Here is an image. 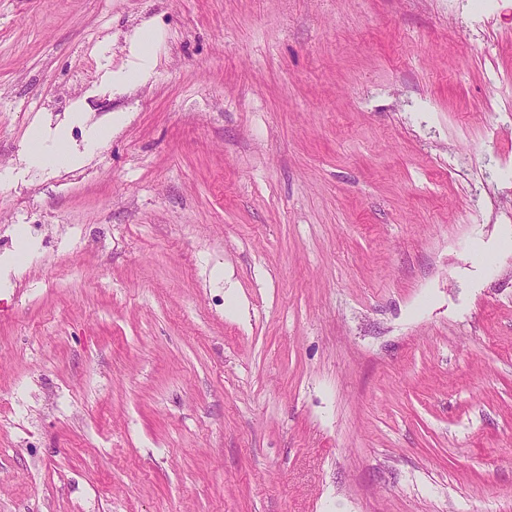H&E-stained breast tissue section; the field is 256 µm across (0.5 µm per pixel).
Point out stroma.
<instances>
[{
  "label": "stroma",
  "instance_id": "stroma-1",
  "mask_svg": "<svg viewBox=\"0 0 512 512\" xmlns=\"http://www.w3.org/2000/svg\"><path fill=\"white\" fill-rule=\"evenodd\" d=\"M0 512H512V0H0ZM165 34L162 30L145 25L134 34L130 45L132 60L126 66L111 69L102 67L103 74L99 86L88 91L89 96L110 90L120 92L130 86L146 82L154 72L157 53L164 42ZM125 119L124 115L117 113L108 124L89 123L84 102L75 103L68 121L85 127L82 148L73 147L68 141V123L59 124L54 128L39 125L34 129L29 146L23 154L24 167L18 172H0V184L17 183L23 173L31 169L55 170L81 166L101 143L112 136L113 127L122 125ZM31 250L32 245L27 241L23 233L20 232L18 246L15 253L5 256L3 259L0 258V288L1 285L3 288H6L9 275L11 273H16L17 269L21 265L20 262L23 260V257H27ZM2 279H4L3 282Z\"/></svg>",
  "mask_w": 512,
  "mask_h": 512
}]
</instances>
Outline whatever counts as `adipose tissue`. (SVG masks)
Returning a JSON list of instances; mask_svg holds the SVG:
<instances>
[{
  "label": "adipose tissue",
  "instance_id": "1",
  "mask_svg": "<svg viewBox=\"0 0 512 512\" xmlns=\"http://www.w3.org/2000/svg\"><path fill=\"white\" fill-rule=\"evenodd\" d=\"M164 37L162 30L150 25L138 29L131 40L130 63L115 70L104 69L99 91L119 92L146 82L154 72L157 53ZM124 121V115L118 113L107 124L90 122L83 103H75L68 124L52 128L41 125L34 129L23 155L24 167L28 170H55L81 166L101 143L111 137L113 128L122 125ZM72 122L85 127L82 147H73L68 140V125Z\"/></svg>",
  "mask_w": 512,
  "mask_h": 512
}]
</instances>
